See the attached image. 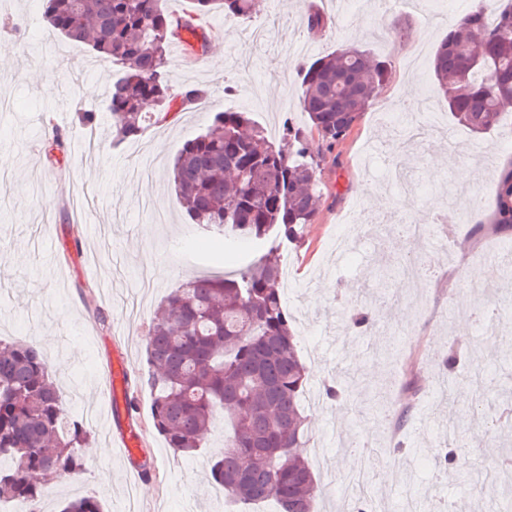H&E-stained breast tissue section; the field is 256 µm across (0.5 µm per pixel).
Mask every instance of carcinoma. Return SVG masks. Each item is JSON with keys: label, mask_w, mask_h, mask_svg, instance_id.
<instances>
[{"label": "carcinoma", "mask_w": 512, "mask_h": 512, "mask_svg": "<svg viewBox=\"0 0 512 512\" xmlns=\"http://www.w3.org/2000/svg\"><path fill=\"white\" fill-rule=\"evenodd\" d=\"M195 13L172 16L162 0H45L44 15L62 35L89 45L117 67L109 91L120 139L144 128L143 103L158 107L154 122L199 106L207 93L176 92L169 49L178 41L202 57L209 35L200 17L218 5L248 18L254 0H193ZM307 29L324 31L326 17L309 7ZM483 61H472V47ZM438 92L457 122L475 133L499 125L512 105V0H501L493 21L477 7L453 23L431 62ZM301 108L310 130L328 146L343 140L370 105L389 69L368 51L347 46L302 68ZM319 164L306 135L288 129L275 143L247 112H214L206 130L186 141L173 182L189 219L224 235L248 239L261 254L234 275L195 277L174 289L150 323L146 384L151 417L168 447L194 456L217 420L229 433L224 451L208 459L213 481L230 499L249 505L273 497L280 512H316L321 490L312 465L297 449L310 441L304 416L306 369L283 303L280 249L301 240L314 222L322 193ZM496 223L512 231V167L496 181ZM350 394L385 422L383 395L350 369L324 385L336 400ZM83 423L68 416L48 362L33 341H0V501L42 500L48 483L85 469ZM60 512H103L92 494L67 500Z\"/></svg>", "instance_id": "carcinoma-1"}]
</instances>
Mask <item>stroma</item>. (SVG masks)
Segmentation results:
<instances>
[{"mask_svg": "<svg viewBox=\"0 0 512 512\" xmlns=\"http://www.w3.org/2000/svg\"><path fill=\"white\" fill-rule=\"evenodd\" d=\"M381 0H357L349 14L334 0H258L250 19L225 16L215 8L203 18L207 33L222 31L200 60L170 55L175 90H206L209 106L184 108L175 119L148 124L133 141L114 143L108 90L109 70L86 45L50 29L43 0H0V340L35 341L64 392L70 415L90 432L86 468L80 480L55 481L42 512H59L63 501L96 493L103 512H227L223 487L211 482L206 457L224 448V427L206 439V456L174 455L154 428L145 383L146 332L161 302L191 277L223 271L224 237L189 223L169 170L185 141L203 133L212 113L246 111L281 139L286 125L303 127L300 68L349 45L387 60L390 74L369 109L346 138L327 147L308 137L320 163V212L300 244L283 252L288 272L286 307L299 336L310 387L359 365L367 380L384 388L385 407L402 419L398 437L379 431L342 402L305 407L312 445L323 448L329 468H316L326 512L345 495L347 478L359 465L349 443L375 450V499L386 508L403 500L401 475L414 474L435 512H504L482 472H496L512 460V443L485 435L477 406L491 410L512 401V324L494 335L466 320L460 304L476 308L470 289L476 251L501 248L495 224V174L512 163V122L484 134L448 120L436 146L404 147L388 128L389 116L416 111L447 114L432 88L430 62L448 30L449 14L475 9V0H425L421 10L381 14ZM328 17L325 32L310 34L303 23L308 7ZM261 25L273 39L252 40ZM223 67H214L213 54ZM71 105L60 110L56 97ZM96 115L97 153L85 157L81 113ZM64 150L57 162L45 156L52 130ZM452 165L435 167L436 157ZM467 211V222L456 215ZM396 213L429 228V238H380L370 223ZM481 235H474L475 225ZM358 230L355 251L334 257L337 236ZM416 259L424 278L420 307L401 267ZM385 271L387 303L371 310L373 323L360 333L345 314L347 301L366 302L375 293L370 273ZM110 298H103L102 286ZM478 346L484 354L481 387L471 386L468 358L460 356L453 404L435 381L450 341ZM122 353L132 381L142 428L143 453L152 459L148 490L133 491L122 455L100 429L112 397L98 386L114 353ZM456 409L453 434L424 426V419ZM454 456L445 464V456Z\"/></svg>", "mask_w": 512, "mask_h": 512, "instance_id": "35a3bbf8", "label": "stroma"}]
</instances>
